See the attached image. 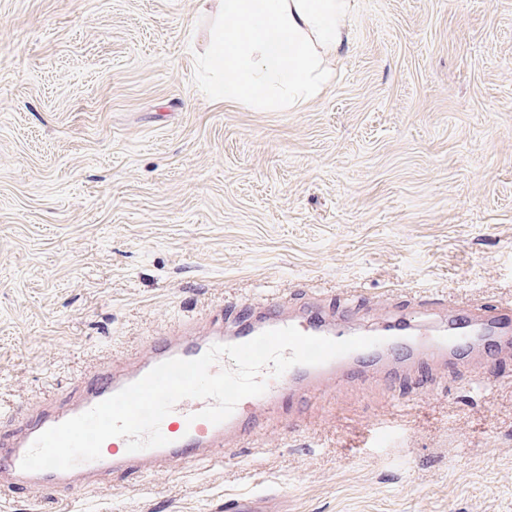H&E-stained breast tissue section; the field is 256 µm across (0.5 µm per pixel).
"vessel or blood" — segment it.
I'll list each match as a JSON object with an SVG mask.
<instances>
[{
	"instance_id": "obj_1",
	"label": "vessel or blood",
	"mask_w": 512,
	"mask_h": 512,
	"mask_svg": "<svg viewBox=\"0 0 512 512\" xmlns=\"http://www.w3.org/2000/svg\"><path fill=\"white\" fill-rule=\"evenodd\" d=\"M287 326L308 335L343 339L329 316L291 315L281 309L242 306L240 321L231 334L216 332L195 335L188 324H179L153 341L148 361L124 370L107 361L88 370L80 378L76 393L66 402L43 398L36 406H22L20 423L0 434V491L10 494L39 490L47 496L62 490L81 491L103 485L115 475L148 476L160 470L174 471L182 464L207 458L223 462L227 451L251 440L263 428L264 413L274 411L279 399L311 392L325 385L365 377L371 372L390 375L412 370L428 359L445 363L461 358L484 362L489 348L512 351V305L489 311L483 307L461 308L458 319L440 336H410L404 340L386 338L374 347L357 350L318 366L297 365L275 377L263 371L267 383L264 394L242 399L224 422L211 423L198 416L206 400L185 398L178 401L162 420L160 431L167 445L139 452H128L125 438L107 439L99 460L79 464L68 471L26 472L21 461L34 440L45 430L91 409L124 387L138 381L156 365L173 359L192 360L212 345H233L250 341L260 333Z\"/></svg>"
}]
</instances>
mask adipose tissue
Instances as JSON below:
<instances>
[{"mask_svg": "<svg viewBox=\"0 0 512 512\" xmlns=\"http://www.w3.org/2000/svg\"><path fill=\"white\" fill-rule=\"evenodd\" d=\"M217 20L202 65L213 97L259 109L319 96L347 39L353 0H206Z\"/></svg>", "mask_w": 512, "mask_h": 512, "instance_id": "ef3b65f1", "label": "adipose tissue"}]
</instances>
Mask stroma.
I'll use <instances>...</instances> for the list:
<instances>
[{
    "label": "stroma",
    "mask_w": 512,
    "mask_h": 512,
    "mask_svg": "<svg viewBox=\"0 0 512 512\" xmlns=\"http://www.w3.org/2000/svg\"><path fill=\"white\" fill-rule=\"evenodd\" d=\"M204 0H0V409L306 294L351 334L512 303V0H356L322 93L209 94ZM284 399L260 446L0 512H512V356Z\"/></svg>",
    "instance_id": "1"
}]
</instances>
